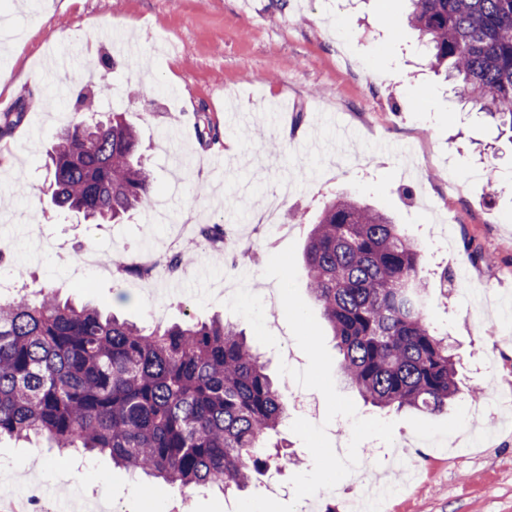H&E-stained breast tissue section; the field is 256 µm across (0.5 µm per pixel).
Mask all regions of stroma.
I'll return each mask as SVG.
<instances>
[{
  "mask_svg": "<svg viewBox=\"0 0 512 512\" xmlns=\"http://www.w3.org/2000/svg\"><path fill=\"white\" fill-rule=\"evenodd\" d=\"M406 0H0V100L24 105L23 123L0 141V272L23 274L103 312L149 319L163 298L165 324L219 314L237 324L282 392L280 435L291 462L269 469L242 495L288 502L282 486L313 459L290 422L325 415L323 396H291L279 375L296 342L275 280L272 252L304 248L332 199L351 196L393 216L424 254L428 318L455 348L463 383L512 392V139L463 107L407 23ZM39 70L37 83L22 81ZM127 113L139 128L155 202L120 224H91L51 204L45 155L78 120V94ZM424 111H415V103ZM208 113L222 149L205 145L195 115ZM459 187L449 190L448 177ZM224 225L236 250L192 244L187 225ZM100 247L102 271L75 275L71 258ZM155 259L192 248L177 279L118 277L140 247ZM475 281L458 294L452 275ZM363 418L394 421V437L447 438L477 429L484 443L414 451L415 466L384 512H512V412L472 415L468 396L447 412L383 413L354 397ZM73 459L0 442V493L19 498L30 475L65 491ZM81 490L123 512H228L238 496L198 490L155 495L104 454L82 455Z\"/></svg>",
  "mask_w": 512,
  "mask_h": 512,
  "instance_id": "obj_1",
  "label": "stroma"
}]
</instances>
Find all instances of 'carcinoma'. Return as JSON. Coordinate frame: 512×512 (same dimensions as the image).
<instances>
[{
    "label": "carcinoma",
    "instance_id": "obj_1",
    "mask_svg": "<svg viewBox=\"0 0 512 512\" xmlns=\"http://www.w3.org/2000/svg\"><path fill=\"white\" fill-rule=\"evenodd\" d=\"M436 71L512 133V0H409ZM24 107L0 119L12 136ZM52 203L94 223L151 207L137 126L122 112L62 129L48 153ZM310 296L343 383L380 410L435 414L461 393L454 354L428 320L418 243L387 214L328 202L304 249ZM288 403L237 325L139 326L49 288L0 295V438L107 453L173 488L242 490L288 455L271 435Z\"/></svg>",
    "mask_w": 512,
    "mask_h": 512
}]
</instances>
